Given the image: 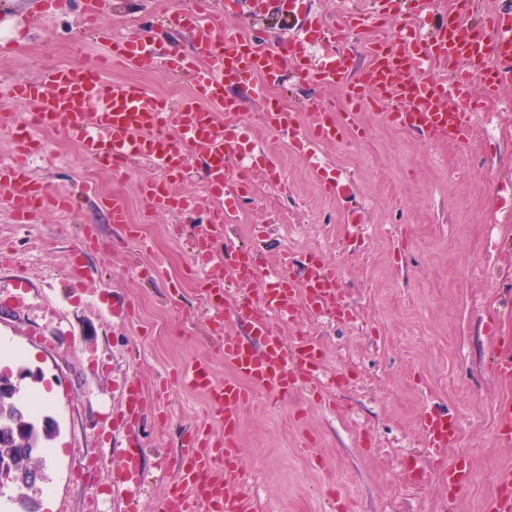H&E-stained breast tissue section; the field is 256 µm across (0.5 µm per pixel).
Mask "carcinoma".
Segmentation results:
<instances>
[{
    "mask_svg": "<svg viewBox=\"0 0 512 512\" xmlns=\"http://www.w3.org/2000/svg\"><path fill=\"white\" fill-rule=\"evenodd\" d=\"M51 421L26 397V385L0 378V460L9 464L11 474L47 481L44 451L55 437Z\"/></svg>",
    "mask_w": 512,
    "mask_h": 512,
    "instance_id": "1",
    "label": "carcinoma"
}]
</instances>
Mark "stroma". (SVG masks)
I'll use <instances>...</instances> for the list:
<instances>
[{"instance_id": "obj_1", "label": "stroma", "mask_w": 512, "mask_h": 512, "mask_svg": "<svg viewBox=\"0 0 512 512\" xmlns=\"http://www.w3.org/2000/svg\"><path fill=\"white\" fill-rule=\"evenodd\" d=\"M43 0H0V80L29 81L46 66H98L81 25L84 0H70L58 23ZM189 0H99L101 33L133 40L150 34L188 50L186 32L167 16ZM293 21L272 0H247L224 19L225 34L265 44L289 38ZM112 78L143 84L150 95L180 98L191 88L158 63L112 68ZM320 101L342 108L341 87L313 89L284 70L273 88L246 97L241 122L265 160L254 170L226 239L256 245L268 262L284 251L315 255L339 273L343 312L302 316L299 328L322 349L326 395L299 390L283 400L250 386L237 445L259 512H443L441 470L466 466L467 491L454 512H484L494 469L512 451L494 441L496 407L511 393L492 371L493 355L512 337V86H504L468 142L432 143L386 123L374 109L359 136L314 148L313 160L289 152L267 127L273 102L299 109ZM53 166L34 173L50 199L33 222L13 218L0 185V351L30 369L31 395L49 394L42 412L58 432L45 456L48 477L39 512H86L90 496L121 474L112 413L124 381L149 403L140 422L142 512H161L177 478L187 433L221 432L204 397L182 371L207 361L216 381L231 369L201 315L205 301L194 242L208 230L205 174L187 159L175 193L199 200L194 211L155 208L139 184L153 172L88 158L67 136L41 130ZM330 165L343 190L325 195L315 164ZM72 196L76 215L53 201ZM126 214L113 223L111 208ZM91 241L75 252L83 235ZM86 271L72 287L74 265ZM459 423L457 442L430 448L417 421L425 409Z\"/></svg>"}]
</instances>
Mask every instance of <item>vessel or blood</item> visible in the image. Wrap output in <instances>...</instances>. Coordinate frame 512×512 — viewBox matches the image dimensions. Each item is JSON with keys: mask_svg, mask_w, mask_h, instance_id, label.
I'll use <instances>...</instances> for the list:
<instances>
[{"mask_svg": "<svg viewBox=\"0 0 512 512\" xmlns=\"http://www.w3.org/2000/svg\"><path fill=\"white\" fill-rule=\"evenodd\" d=\"M434 0H370L365 13H349L323 30L331 52L311 63L300 42L289 39L277 46L244 50V42L225 35L223 21L203 22L199 8L174 15V26L189 30L190 51L157 53L147 38L105 40L109 59L136 66L160 57L170 73L188 78L190 97L167 100L153 97L137 83L105 78L102 71L52 67L26 83L0 82V127L10 128L17 153L0 163V183L10 189L8 202L18 218L39 212L45 204L41 182L29 163L38 151L37 128L64 132L80 143L86 156L108 166L148 163L158 175L145 181L143 193L157 207L190 210L191 202L175 195L170 177L181 172L186 155H193L208 171L209 195L218 201L209 230L197 251L206 259L202 286L207 307L205 323L231 369L215 381L207 364L196 363L182 378L187 387L203 392L224 424L222 434L191 433L180 455L178 480L167 494L162 512H254L253 501L240 471L236 430L239 409L249 399L248 385H259L269 396L282 399L317 378L322 351L302 334L284 337L273 319H295L299 311L312 313L339 308L336 272L318 259L305 262L283 257L272 272L269 288L241 303L233 292L259 278L257 255L243 246L225 244L224 254L209 259L210 240L224 234L228 216L237 212L250 187V172L239 169L246 150L240 134L242 101L232 95L238 86L258 92L260 85L293 66L302 82L312 86H343L344 112L311 104L305 119L280 107L269 108L267 123L291 152L308 155L312 145L358 135V115L364 107L381 108L388 123L409 129L432 142L468 141L482 115L485 100L498 96L512 83V10L483 11L481 0H454L450 19L425 30ZM403 16L397 38L381 37L364 43L369 59L355 68L348 50L355 29L372 22ZM36 112V124L16 119L15 105ZM143 416V402L135 385L125 390L123 423L126 438ZM419 426L430 447L455 444L459 425L445 415L424 412ZM498 447L512 450V400H501L495 428ZM495 495L486 512H512V465L496 469ZM469 481L462 467L441 472L446 499H454Z\"/></svg>", "mask_w": 512, "mask_h": 512, "instance_id": "1", "label": "vessel or blood"}]
</instances>
